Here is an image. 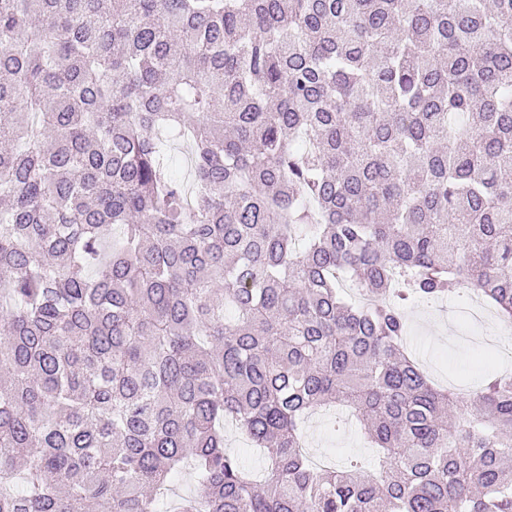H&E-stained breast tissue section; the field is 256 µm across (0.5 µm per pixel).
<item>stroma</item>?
I'll use <instances>...</instances> for the list:
<instances>
[{
  "mask_svg": "<svg viewBox=\"0 0 512 512\" xmlns=\"http://www.w3.org/2000/svg\"><path fill=\"white\" fill-rule=\"evenodd\" d=\"M468 299L454 296L445 303L417 302L406 309L408 340L424 370L436 383L461 386L471 393L488 362V337L512 335V326L493 318L465 314ZM309 451L328 465L342 466L357 457L376 469L378 456L347 408L336 405L314 411L305 424Z\"/></svg>",
  "mask_w": 512,
  "mask_h": 512,
  "instance_id": "obj_1",
  "label": "stroma"
}]
</instances>
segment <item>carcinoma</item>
Returning a JSON list of instances; mask_svg holds the SVG:
<instances>
[{"label": "carcinoma", "mask_w": 512, "mask_h": 512, "mask_svg": "<svg viewBox=\"0 0 512 512\" xmlns=\"http://www.w3.org/2000/svg\"><path fill=\"white\" fill-rule=\"evenodd\" d=\"M463 289L512 323V0H0V512H512V374L404 343ZM305 440L308 451L322 456L326 465L343 466L348 459L359 457L372 471L377 468L376 451L370 448L346 407L327 406L314 411L305 424ZM224 447L238 455L243 464L261 478L267 466L263 454L256 448L250 449L245 437L231 423L224 426ZM193 493H195V483L187 469L174 481L170 490L161 499L159 507L161 510L173 509L180 498Z\"/></svg>", "instance_id": "obj_1"}]
</instances>
